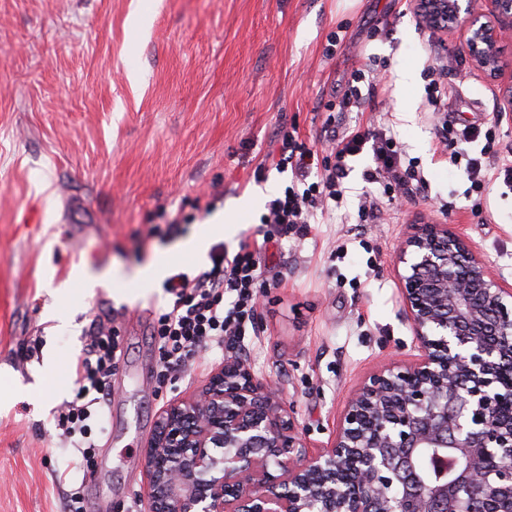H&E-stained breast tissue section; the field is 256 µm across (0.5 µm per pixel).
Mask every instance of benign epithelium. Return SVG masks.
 Returning <instances> with one entry per match:
<instances>
[{"mask_svg":"<svg viewBox=\"0 0 512 512\" xmlns=\"http://www.w3.org/2000/svg\"><path fill=\"white\" fill-rule=\"evenodd\" d=\"M489 2L480 25L458 0L416 11L459 27L498 79L512 0ZM396 266L419 354L349 396L329 446L311 451L279 388L227 356L162 410L144 447L146 512H512V286L446 224L418 225Z\"/></svg>","mask_w":512,"mask_h":512,"instance_id":"1","label":"benign epithelium"}]
</instances>
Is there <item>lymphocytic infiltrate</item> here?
<instances>
[{
    "label": "lymphocytic infiltrate",
    "instance_id": "lymphocytic-infiltrate-1",
    "mask_svg": "<svg viewBox=\"0 0 512 512\" xmlns=\"http://www.w3.org/2000/svg\"><path fill=\"white\" fill-rule=\"evenodd\" d=\"M445 77L442 66L428 67L423 106L438 130V149L448 152L450 163L464 164L471 191L484 192L493 182L512 189V153L501 149L495 128L449 121ZM383 90L374 70L352 71L343 92L324 105L327 117L320 146L307 144L297 130H279L272 161L277 169L291 171L292 179L269 201L261 218L264 242L286 239L288 234L301 232L303 225L314 223L317 216L335 211L343 197L349 162L367 146L372 149L374 165L364 178L381 191L360 206L363 222L376 223L385 207L401 198L416 199L425 191L424 176L406 159L393 136L368 126L343 124L347 113L362 111ZM209 258V268L193 276L179 274L167 282L172 303L152 330L165 368L183 366L199 349L223 348L225 337L246 333L262 285L257 252L243 243L232 253L218 243ZM120 356L117 336L106 332L104 325H94L76 365L78 389L62 415L64 434L74 441L77 461L86 460L89 454L90 426L105 424Z\"/></svg>",
    "mask_w": 512,
    "mask_h": 512
}]
</instances>
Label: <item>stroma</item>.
<instances>
[{
  "label": "stroma",
  "mask_w": 512,
  "mask_h": 512,
  "mask_svg": "<svg viewBox=\"0 0 512 512\" xmlns=\"http://www.w3.org/2000/svg\"><path fill=\"white\" fill-rule=\"evenodd\" d=\"M341 24L348 37L326 57ZM376 24L388 35L369 37ZM374 60L387 92L347 120L391 129L427 200L360 223L359 201L376 191L363 178L367 151L352 159L330 223L263 243L259 219L290 175L254 169L279 125L316 141L323 103ZM469 60L459 30L426 25L414 0H0V512H65L72 479L86 512H144L143 448L162 409L227 354L273 379L305 441L326 445L350 394L418 353L393 263L415 225L461 230L512 284V193H468L423 110L425 69ZM511 94V77L475 70L449 81L448 109L461 123H497L511 144L512 117L492 110ZM216 216L229 250L260 243L271 285L246 336L167 373L151 331L172 296L142 271L162 255L175 275L208 267L181 246ZM79 269L108 282L77 293ZM95 322L117 330L122 357L106 430L71 471L57 416Z\"/></svg>",
  "instance_id": "obj_1"
}]
</instances>
